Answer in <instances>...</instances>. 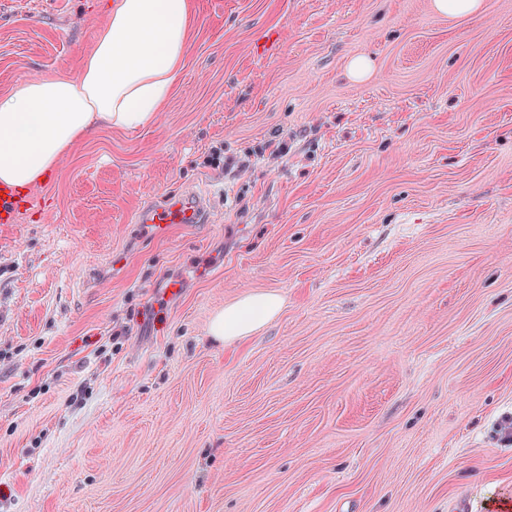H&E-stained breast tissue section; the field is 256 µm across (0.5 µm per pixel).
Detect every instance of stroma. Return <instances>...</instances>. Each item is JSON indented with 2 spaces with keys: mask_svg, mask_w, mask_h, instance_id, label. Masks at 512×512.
<instances>
[{
  "mask_svg": "<svg viewBox=\"0 0 512 512\" xmlns=\"http://www.w3.org/2000/svg\"><path fill=\"white\" fill-rule=\"evenodd\" d=\"M193 2L156 121L93 132L0 226V512L512 503V0ZM104 7L0 0V93L79 71ZM187 190L208 223L134 224ZM255 291L279 316L210 336ZM433 9L444 16L463 17L478 13L482 6V0H433ZM281 309L282 299L276 292L247 293L216 314L209 331L217 340L233 342L258 331Z\"/></svg>",
  "mask_w": 512,
  "mask_h": 512,
  "instance_id": "35a3bbf8",
  "label": "stroma"
}]
</instances>
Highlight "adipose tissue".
I'll list each match as a JSON object with an SVG mask.
<instances>
[{"instance_id": "ef3b65f1", "label": "adipose tissue", "mask_w": 512, "mask_h": 512, "mask_svg": "<svg viewBox=\"0 0 512 512\" xmlns=\"http://www.w3.org/2000/svg\"><path fill=\"white\" fill-rule=\"evenodd\" d=\"M192 0H112L77 75L30 78L0 94V184L28 192L98 126L152 124L182 71ZM282 299L248 293L213 318L211 335L232 342L275 319Z\"/></svg>"}]
</instances>
